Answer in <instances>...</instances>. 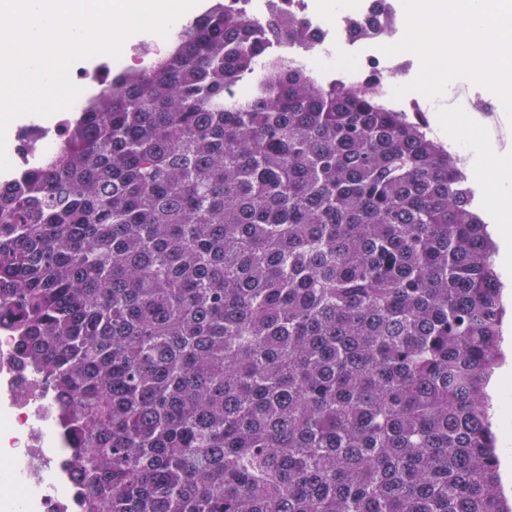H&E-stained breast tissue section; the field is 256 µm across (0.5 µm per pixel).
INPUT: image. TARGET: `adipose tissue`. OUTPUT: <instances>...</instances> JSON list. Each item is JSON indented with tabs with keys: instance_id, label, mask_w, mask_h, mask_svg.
I'll return each mask as SVG.
<instances>
[{
	"instance_id": "obj_1",
	"label": "adipose tissue",
	"mask_w": 512,
	"mask_h": 512,
	"mask_svg": "<svg viewBox=\"0 0 512 512\" xmlns=\"http://www.w3.org/2000/svg\"><path fill=\"white\" fill-rule=\"evenodd\" d=\"M440 125L446 126L453 149L469 155L475 172L491 175L496 188L494 208L500 213L499 223L489 230L498 244L501 270L512 269V160L495 154L492 147L470 130L467 113L440 115Z\"/></svg>"
}]
</instances>
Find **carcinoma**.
Returning a JSON list of instances; mask_svg holds the SVG:
<instances>
[{
    "label": "carcinoma",
    "mask_w": 512,
    "mask_h": 512,
    "mask_svg": "<svg viewBox=\"0 0 512 512\" xmlns=\"http://www.w3.org/2000/svg\"><path fill=\"white\" fill-rule=\"evenodd\" d=\"M214 0L0 181V325L84 512H512L504 305L465 173L379 86ZM252 78L250 96H225ZM495 432L498 438L499 448H510L508 452L502 451L500 453V475L504 493L508 502L512 501V426L510 422L508 427L501 428L495 418H492Z\"/></svg>",
    "instance_id": "obj_1"
}]
</instances>
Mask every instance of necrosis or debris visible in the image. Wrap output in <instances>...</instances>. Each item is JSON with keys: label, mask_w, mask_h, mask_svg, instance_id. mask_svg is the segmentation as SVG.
Listing matches in <instances>:
<instances>
[{"label": "necrosis or debris", "mask_w": 512, "mask_h": 512, "mask_svg": "<svg viewBox=\"0 0 512 512\" xmlns=\"http://www.w3.org/2000/svg\"><path fill=\"white\" fill-rule=\"evenodd\" d=\"M226 8L255 22L272 8L296 15L313 36V48L292 37L269 45L270 56L310 71L322 83H363L373 75L384 91L410 82L414 63L385 56L381 45L398 42L406 29L401 0H351L334 10L309 0H224ZM22 353L9 326L0 327V512H79L72 439L55 405Z\"/></svg>", "instance_id": "1"}]
</instances>
